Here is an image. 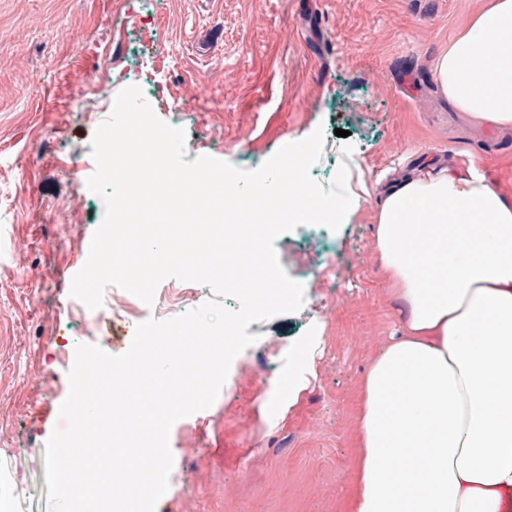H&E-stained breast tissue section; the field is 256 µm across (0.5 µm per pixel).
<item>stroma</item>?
<instances>
[{"label": "stroma", "mask_w": 512, "mask_h": 512, "mask_svg": "<svg viewBox=\"0 0 512 512\" xmlns=\"http://www.w3.org/2000/svg\"><path fill=\"white\" fill-rule=\"evenodd\" d=\"M488 0H0V498L47 512L45 444L61 426L80 344L125 352L152 310L106 287L94 328L67 316L105 204L73 177L124 88L193 148L243 171L316 129L312 167L348 168L338 231L280 235L300 310L251 323L214 403L174 423L155 512H343L356 479L362 380L401 324L374 248L377 198L405 173L512 157L440 94L439 53ZM344 136H336V129ZM320 339L307 387L277 426L263 400L288 352Z\"/></svg>", "instance_id": "obj_1"}]
</instances>
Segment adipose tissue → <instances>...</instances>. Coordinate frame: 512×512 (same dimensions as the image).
<instances>
[{
    "instance_id": "1",
    "label": "adipose tissue",
    "mask_w": 512,
    "mask_h": 512,
    "mask_svg": "<svg viewBox=\"0 0 512 512\" xmlns=\"http://www.w3.org/2000/svg\"><path fill=\"white\" fill-rule=\"evenodd\" d=\"M458 111L512 127V0L438 56ZM375 245L404 317L367 371L346 512H512V206L468 165L389 183Z\"/></svg>"
}]
</instances>
